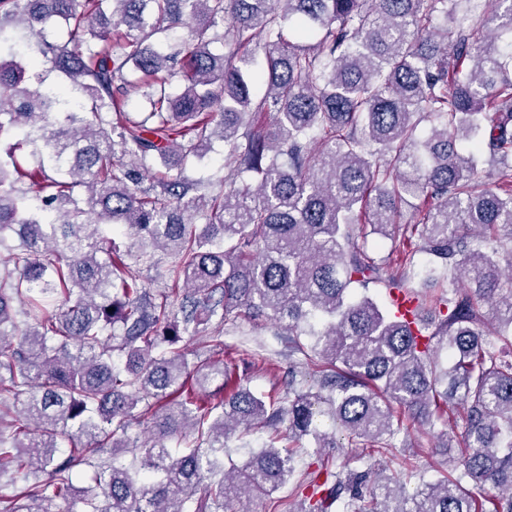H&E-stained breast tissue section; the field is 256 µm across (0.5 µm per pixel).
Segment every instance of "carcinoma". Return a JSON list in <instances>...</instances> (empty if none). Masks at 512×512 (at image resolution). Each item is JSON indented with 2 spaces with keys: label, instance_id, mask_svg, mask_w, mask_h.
<instances>
[{
  "label": "carcinoma",
  "instance_id": "obj_1",
  "mask_svg": "<svg viewBox=\"0 0 512 512\" xmlns=\"http://www.w3.org/2000/svg\"><path fill=\"white\" fill-rule=\"evenodd\" d=\"M491 2L466 24L462 0H0V480L25 481L0 512H249L294 476L281 424L318 457L288 512H512V0ZM215 138L224 190L170 175ZM371 234L414 248L378 262ZM157 252L172 264L153 288L139 266ZM417 253L448 290L412 289ZM259 317L304 357L310 385L286 401L217 358L225 323ZM448 403L453 478L409 494L379 477L365 497L373 464L323 455L322 416L382 456L402 413L432 428ZM268 428L225 469L231 434Z\"/></svg>",
  "mask_w": 512,
  "mask_h": 512
}]
</instances>
